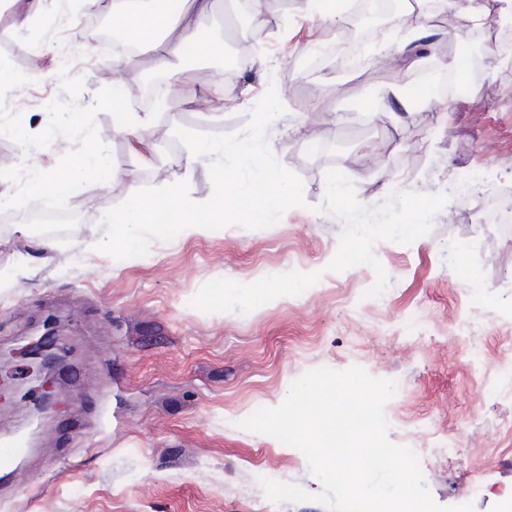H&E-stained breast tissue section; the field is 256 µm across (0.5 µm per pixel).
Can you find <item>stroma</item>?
Returning a JSON list of instances; mask_svg holds the SVG:
<instances>
[{"label": "stroma", "mask_w": 512, "mask_h": 512, "mask_svg": "<svg viewBox=\"0 0 512 512\" xmlns=\"http://www.w3.org/2000/svg\"><path fill=\"white\" fill-rule=\"evenodd\" d=\"M95 3L83 0L63 34L81 53L67 67L56 44L25 45L11 10L0 11V51L32 79L11 91L7 104L35 134L44 128L45 104L62 94L60 68L83 78L84 106L114 82L129 90L164 74L172 94L145 133L161 160L144 159L129 135L113 130L110 114H98L118 177L69 196L67 209L78 222L64 238L48 239L21 221L0 231V431L22 429L42 396L16 350L41 333L44 321L55 322L63 359L50 387L57 410L30 454L0 482V512H269L270 499L252 492L261 477L307 492V500L280 503L279 512H329L298 449L239 423L256 408L278 406L304 373L354 365L404 380V392L385 406L389 437L421 448L437 505L470 502L474 512H505L512 440L494 425L512 417V400L485 395L481 377L512 358V234L481 218L489 201L512 204V68L502 72L491 62L499 44L512 43V32L485 45L467 96L438 93L401 121L388 87L418 84L475 46L464 12L432 10L429 0L399 9L397 22L377 32L366 67L350 71L334 59L307 64L316 44L341 39L344 23L304 12L300 0H290L284 13L266 0L271 20L257 38L233 44L239 67L230 79L222 59H173L161 68L146 46L132 72L118 75L111 51L84 38ZM417 27L434 35L414 62L403 53V36ZM271 82L287 96L288 110L267 141L301 177L306 207L289 209L265 229L232 226L156 240L142 257L116 260L95 251L104 213L142 187L180 180L192 198L207 200L209 160L189 163L174 128L238 131ZM332 167L353 181L368 207L386 198L393 175L398 189L422 193L450 191L453 178L462 184L428 235L375 245L390 279L379 298L362 297L374 281L368 266L325 270L343 229L315 210ZM290 270L323 277L300 295L246 314L188 305L210 280L251 283ZM418 313L423 326L406 333L403 321ZM469 319L475 328L459 339L457 329ZM469 344L484 353L475 368L467 363ZM445 435L461 448L452 464L433 450Z\"/></svg>", "instance_id": "stroma-1"}]
</instances>
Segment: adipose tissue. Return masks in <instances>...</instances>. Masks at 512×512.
<instances>
[{"mask_svg": "<svg viewBox=\"0 0 512 512\" xmlns=\"http://www.w3.org/2000/svg\"><path fill=\"white\" fill-rule=\"evenodd\" d=\"M209 0H197L195 15L163 13L157 0H113L112 14L120 18V30L136 37L138 44L160 51V61L183 58L197 53L201 58L223 54L224 43L197 23V16L206 14Z\"/></svg>", "mask_w": 512, "mask_h": 512, "instance_id": "obj_1", "label": "adipose tissue"}]
</instances>
